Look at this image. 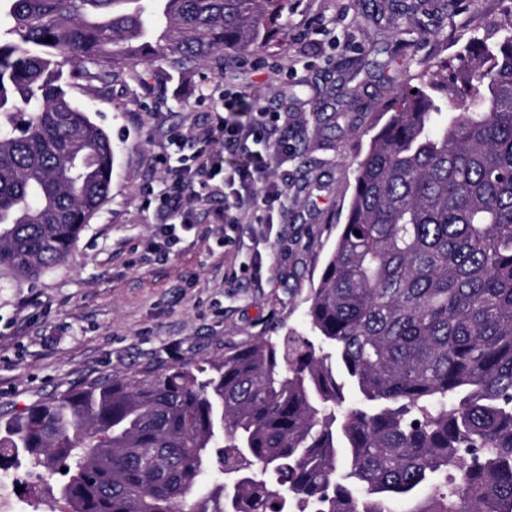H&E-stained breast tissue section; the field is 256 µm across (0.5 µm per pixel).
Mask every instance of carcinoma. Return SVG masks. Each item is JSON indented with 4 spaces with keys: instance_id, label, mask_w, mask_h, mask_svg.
<instances>
[{
    "instance_id": "carcinoma-1",
    "label": "carcinoma",
    "mask_w": 512,
    "mask_h": 512,
    "mask_svg": "<svg viewBox=\"0 0 512 512\" xmlns=\"http://www.w3.org/2000/svg\"><path fill=\"white\" fill-rule=\"evenodd\" d=\"M288 0H0V272L64 262L108 198L109 133L69 94L266 47ZM420 3L391 38L435 37ZM358 161L307 322L218 358L0 415V471L52 512H512V9L425 54ZM67 468L61 472V468Z\"/></svg>"
}]
</instances>
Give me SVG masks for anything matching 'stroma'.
<instances>
[{"mask_svg":"<svg viewBox=\"0 0 512 512\" xmlns=\"http://www.w3.org/2000/svg\"><path fill=\"white\" fill-rule=\"evenodd\" d=\"M512 0H479L444 28L429 52L452 56L472 30H486ZM285 29L246 63L197 67L155 80L137 76L76 87L71 95L111 135V191L81 232L69 258L36 279L0 278V412L14 413L52 396L143 369L162 370L199 357H220L260 336L310 335L311 291L346 222L355 168L368 129L391 85L418 71L410 59L389 62L390 12L363 17L359 0H290ZM245 93L249 111L277 119L288 151L269 181H285L288 206L265 222L217 224L221 199L194 204V222L166 230L148 192L163 193L176 149L213 118L224 94ZM359 99L361 111L316 126L313 109L335 115Z\"/></svg>","mask_w":512,"mask_h":512,"instance_id":"stroma-1","label":"stroma"}]
</instances>
